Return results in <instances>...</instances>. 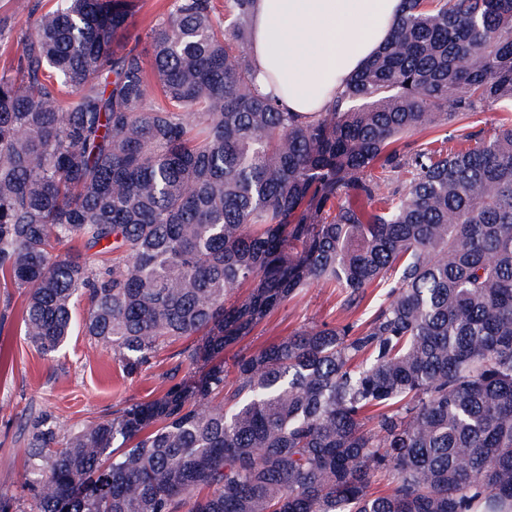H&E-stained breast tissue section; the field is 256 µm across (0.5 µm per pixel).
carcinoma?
I'll list each match as a JSON object with an SVG mask.
<instances>
[{"instance_id": "1", "label": "carcinoma", "mask_w": 512, "mask_h": 512, "mask_svg": "<svg viewBox=\"0 0 512 512\" xmlns=\"http://www.w3.org/2000/svg\"><path fill=\"white\" fill-rule=\"evenodd\" d=\"M321 112L257 92L255 0H53L0 72V288L42 354L204 368L68 433L36 512H512V0H403ZM455 145L447 147L448 142ZM362 321L235 347L303 288ZM86 311L77 317L79 302ZM233 351L231 359L224 354ZM140 8L134 18L126 44L128 48H136L145 54H150V44L147 34L157 22L158 17L167 10L169 0H140ZM511 104L509 101H498L490 105L484 112H477L470 118L466 119L462 124L469 125L470 131L483 130L485 134L492 133L493 128L498 124L499 119L509 111L510 114Z\"/></svg>"}]
</instances>
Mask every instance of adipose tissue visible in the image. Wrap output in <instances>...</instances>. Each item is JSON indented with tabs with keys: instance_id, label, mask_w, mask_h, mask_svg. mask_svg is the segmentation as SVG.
I'll return each mask as SVG.
<instances>
[{
	"instance_id": "obj_1",
	"label": "adipose tissue",
	"mask_w": 512,
	"mask_h": 512,
	"mask_svg": "<svg viewBox=\"0 0 512 512\" xmlns=\"http://www.w3.org/2000/svg\"><path fill=\"white\" fill-rule=\"evenodd\" d=\"M403 0H256L249 54L261 93L322 111L391 36Z\"/></svg>"
}]
</instances>
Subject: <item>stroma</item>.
<instances>
[{
	"mask_svg": "<svg viewBox=\"0 0 512 512\" xmlns=\"http://www.w3.org/2000/svg\"><path fill=\"white\" fill-rule=\"evenodd\" d=\"M46 10L47 0H0V19L8 20L10 34L0 38V68L16 61L17 34L27 28L32 8ZM21 297H13L0 328V350L10 366L0 375V491L19 492L31 413L57 416L60 430L89 424L113 406L162 395L170 385L166 376L175 346L161 350L154 366L142 373L122 376L111 352L88 337L71 336L64 351L41 355L21 332ZM336 288L315 284L282 305L243 346L253 349L302 326L334 324L345 319Z\"/></svg>",
	"mask_w": 512,
	"mask_h": 512,
	"instance_id": "1",
	"label": "stroma"
}]
</instances>
